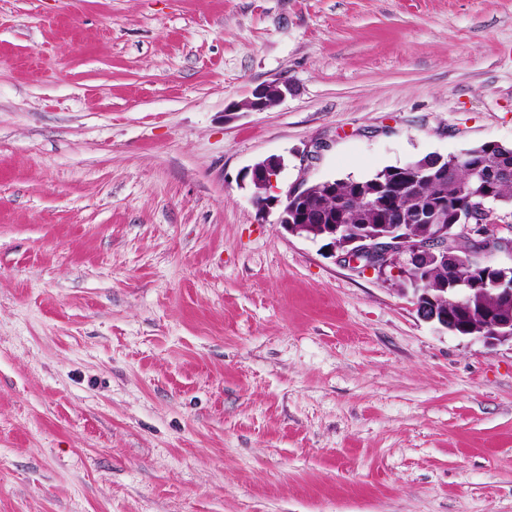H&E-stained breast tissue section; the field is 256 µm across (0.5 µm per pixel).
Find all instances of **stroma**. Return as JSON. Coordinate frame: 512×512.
<instances>
[{
  "instance_id": "35a3bbf8",
  "label": "stroma",
  "mask_w": 512,
  "mask_h": 512,
  "mask_svg": "<svg viewBox=\"0 0 512 512\" xmlns=\"http://www.w3.org/2000/svg\"><path fill=\"white\" fill-rule=\"evenodd\" d=\"M489 141L512 0H0V512H512V344L241 181ZM268 87H275L277 95L273 102L266 104L267 101L265 97ZM289 90L290 88L287 83H270L259 85L252 90L251 97L242 103L241 108L255 112L264 111L265 109L279 103L286 96ZM244 103H246V105H244ZM283 161L280 157H268L261 164H255L247 168L243 180L250 176L252 183L258 192L252 195L254 205L259 211L269 212L272 208L281 204L277 196L270 192L277 183V178L283 170Z\"/></svg>"
}]
</instances>
